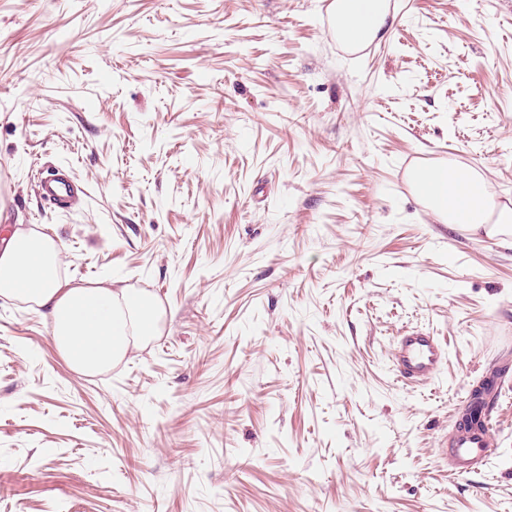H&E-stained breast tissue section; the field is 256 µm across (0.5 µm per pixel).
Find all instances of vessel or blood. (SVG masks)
<instances>
[{"label":"vessel or blood","mask_w":512,"mask_h":512,"mask_svg":"<svg viewBox=\"0 0 512 512\" xmlns=\"http://www.w3.org/2000/svg\"><path fill=\"white\" fill-rule=\"evenodd\" d=\"M43 197L52 204L67 202L71 185L54 178L40 185ZM447 358V351L438 336L419 330H408L398 336L392 350L393 370L406 385L434 378ZM489 421L458 428L448 443V458L453 473L469 472L471 466L484 462L490 455L492 442Z\"/></svg>","instance_id":"b4317fda"}]
</instances>
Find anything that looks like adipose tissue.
Returning a JSON list of instances; mask_svg holds the SVG:
<instances>
[{"label":"adipose tissue","mask_w":512,"mask_h":512,"mask_svg":"<svg viewBox=\"0 0 512 512\" xmlns=\"http://www.w3.org/2000/svg\"><path fill=\"white\" fill-rule=\"evenodd\" d=\"M385 0H335L344 37L374 40L388 30ZM418 191L442 223L464 233L512 237V207L487 218L485 180L464 167L431 166L421 171ZM61 246L33 229L16 228L0 242V296L27 303L50 323L54 342L83 374L109 369L140 341L153 336L164 310L150 292L113 287L111 281L81 284L61 277Z\"/></svg>","instance_id":"1"}]
</instances>
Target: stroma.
I'll use <instances>...</instances> for the list:
<instances>
[{
    "label": "stroma",
    "mask_w": 512,
    "mask_h": 512,
    "mask_svg": "<svg viewBox=\"0 0 512 512\" xmlns=\"http://www.w3.org/2000/svg\"><path fill=\"white\" fill-rule=\"evenodd\" d=\"M331 3L0 0V240L167 312L84 375L0 297V512H512V243L408 185L451 161L512 205V0H390L364 50ZM413 327L448 362L405 386ZM495 375L492 456L449 478ZM41 194L52 204L67 203L71 197V185L67 180L62 178H54L45 180L40 185Z\"/></svg>",
    "instance_id": "stroma-1"
}]
</instances>
